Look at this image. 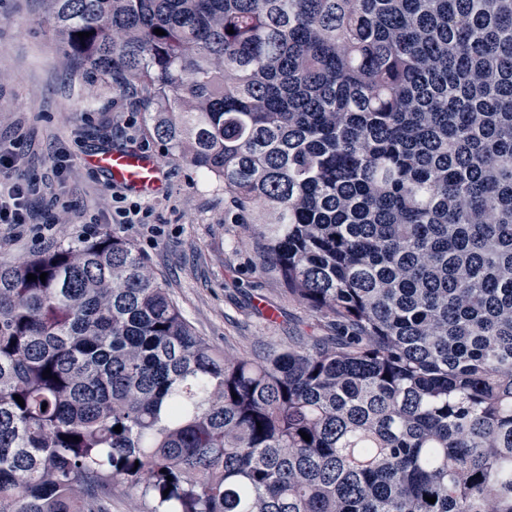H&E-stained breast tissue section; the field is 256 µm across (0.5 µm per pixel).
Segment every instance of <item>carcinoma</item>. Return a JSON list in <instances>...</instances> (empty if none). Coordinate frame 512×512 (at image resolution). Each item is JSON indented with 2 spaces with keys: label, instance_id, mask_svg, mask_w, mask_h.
I'll return each instance as SVG.
<instances>
[{
  "label": "carcinoma",
  "instance_id": "obj_1",
  "mask_svg": "<svg viewBox=\"0 0 512 512\" xmlns=\"http://www.w3.org/2000/svg\"><path fill=\"white\" fill-rule=\"evenodd\" d=\"M47 2L334 334L228 357L114 233L0 264V512H512V0ZM151 502L124 485H112L110 512H149Z\"/></svg>",
  "mask_w": 512,
  "mask_h": 512
}]
</instances>
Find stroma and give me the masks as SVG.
<instances>
[{
    "label": "stroma",
    "mask_w": 512,
    "mask_h": 512,
    "mask_svg": "<svg viewBox=\"0 0 512 512\" xmlns=\"http://www.w3.org/2000/svg\"><path fill=\"white\" fill-rule=\"evenodd\" d=\"M119 147L154 155L159 192L122 193L85 161ZM0 148L19 158L0 181L33 184L29 223L0 224V264L111 232L144 255L196 334L227 355L281 351L318 332L315 313L261 266V243L223 185L162 149L135 92L64 60L43 0H0ZM120 194L150 208V223H113Z\"/></svg>",
    "instance_id": "obj_1"
}]
</instances>
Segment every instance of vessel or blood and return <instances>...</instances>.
I'll return each instance as SVG.
<instances>
[{
	"instance_id": "vessel-or-blood-1",
	"label": "vessel or blood",
	"mask_w": 512,
	"mask_h": 512,
	"mask_svg": "<svg viewBox=\"0 0 512 512\" xmlns=\"http://www.w3.org/2000/svg\"><path fill=\"white\" fill-rule=\"evenodd\" d=\"M90 162L104 172L112 184L132 193L148 195L162 186L161 169L149 153L133 149L105 150L92 155Z\"/></svg>"
}]
</instances>
